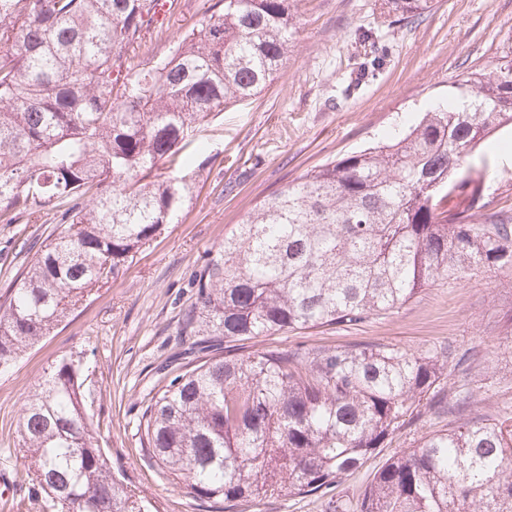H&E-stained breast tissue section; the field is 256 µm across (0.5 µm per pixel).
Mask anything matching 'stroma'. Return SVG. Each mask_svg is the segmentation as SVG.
<instances>
[{
    "instance_id": "stroma-1",
    "label": "stroma",
    "mask_w": 512,
    "mask_h": 512,
    "mask_svg": "<svg viewBox=\"0 0 512 512\" xmlns=\"http://www.w3.org/2000/svg\"><path fill=\"white\" fill-rule=\"evenodd\" d=\"M212 0H178L154 55L209 16ZM381 0H300L292 48L274 80L251 99L213 113L195 135L193 190L177 223L112 283L93 293L50 335L0 375V512H28L19 415L35 385L58 360H82L87 409L113 473L156 512H228L223 503L189 498L151 462L138 432L141 402L161 386L167 361L191 365L177 330L195 292L194 271L214 256L224 233L271 192L313 167L392 139L430 106L456 95L458 75L492 71L512 52V0H430L421 14L397 22ZM374 40L359 43L363 30ZM498 169L492 207L512 215V132L493 137ZM50 224H0V293L32 255L24 241L44 240ZM450 342L465 372L448 379L449 400L469 395L463 413L427 414L343 477L334 497L357 498L393 452L465 421L512 408V272L486 269L458 282L439 281L388 317L350 328L266 336L252 348H336L391 344L418 352ZM326 498L284 496L240 503L230 512H327Z\"/></svg>"
}]
</instances>
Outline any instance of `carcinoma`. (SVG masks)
Masks as SVG:
<instances>
[{"label": "carcinoma", "instance_id": "1", "mask_svg": "<svg viewBox=\"0 0 512 512\" xmlns=\"http://www.w3.org/2000/svg\"><path fill=\"white\" fill-rule=\"evenodd\" d=\"M160 0H0V224H55L0 295V369L49 335L175 223L195 127L259 94L288 54L298 0H215L149 67ZM429 0H384L408 18ZM402 137L272 193L195 271L179 335L203 354L149 400L146 451L198 500L324 494L445 404L449 346L221 350L387 317L436 281L512 270V216L489 209L481 143L512 128V59L457 81ZM160 160L183 172L154 179ZM32 512H148L89 423L81 359L21 408ZM336 512H512V413L424 437Z\"/></svg>", "mask_w": 512, "mask_h": 512}]
</instances>
